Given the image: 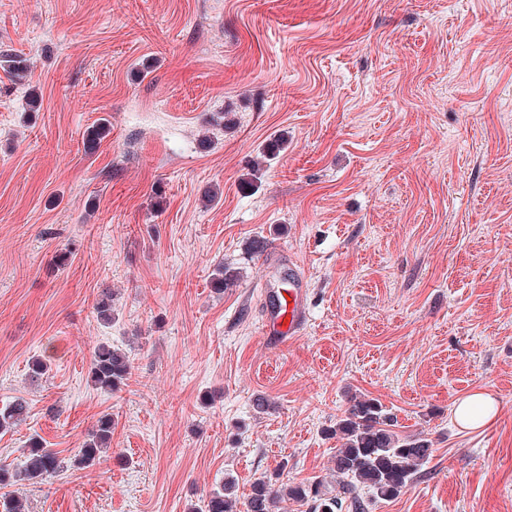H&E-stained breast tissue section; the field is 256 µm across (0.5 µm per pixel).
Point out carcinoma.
<instances>
[{
	"mask_svg": "<svg viewBox=\"0 0 512 512\" xmlns=\"http://www.w3.org/2000/svg\"><path fill=\"white\" fill-rule=\"evenodd\" d=\"M0 68L19 78L28 70L25 60L0 53ZM239 280V271L222 266L217 269L216 284L230 288ZM97 318L112 323V293L105 291L95 307ZM132 375V362L121 350L101 343L93 353L88 378L91 384L112 392L126 385ZM28 413V404L16 399L0 408V430L13 428ZM396 419L374 398L350 397L348 407L336 420L331 435L339 448L333 457L338 493L326 489V480L314 477L306 482L285 484L280 475L263 476L254 481L250 493L242 499L232 478L213 490L204 502V512H284L288 501L310 504V512H370L379 501L398 497L422 473L430 460L432 442L420 435L397 431ZM112 416H101L88 440L64 463L58 453L45 446L37 436L27 442L24 462L15 469L0 467V489L19 482L38 484L61 469H85L93 466L110 449Z\"/></svg>",
	"mask_w": 512,
	"mask_h": 512,
	"instance_id": "carcinoma-1",
	"label": "carcinoma"
}]
</instances>
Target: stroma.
<instances>
[{"instance_id": "stroma-1", "label": "stroma", "mask_w": 512, "mask_h": 512, "mask_svg": "<svg viewBox=\"0 0 512 512\" xmlns=\"http://www.w3.org/2000/svg\"><path fill=\"white\" fill-rule=\"evenodd\" d=\"M0 51L29 65L0 70V407H30L0 465L114 421L94 467L18 487L26 512L329 477L355 394L433 443L373 512H512V0H0ZM296 268L307 323L268 343ZM103 342L133 365L112 393L87 378ZM476 390L498 415L461 429Z\"/></svg>"}]
</instances>
